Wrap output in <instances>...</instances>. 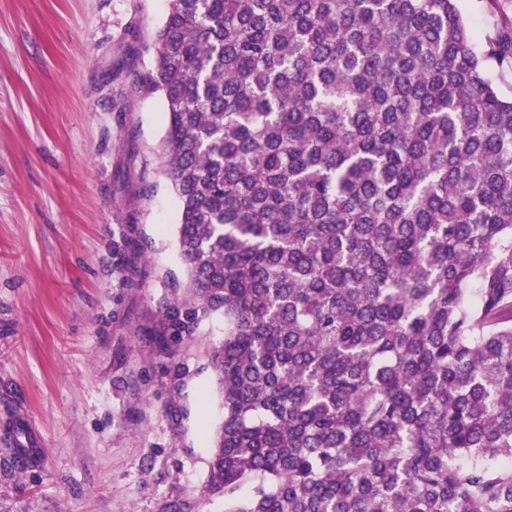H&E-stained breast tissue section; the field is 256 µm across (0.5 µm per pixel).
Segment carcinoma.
<instances>
[{
  "instance_id": "carcinoma-1",
  "label": "carcinoma",
  "mask_w": 512,
  "mask_h": 512,
  "mask_svg": "<svg viewBox=\"0 0 512 512\" xmlns=\"http://www.w3.org/2000/svg\"><path fill=\"white\" fill-rule=\"evenodd\" d=\"M184 292L224 318L225 512H512V23L459 0H169ZM122 286L140 254L123 237ZM462 12L478 37L493 35L505 22L512 20V0H460Z\"/></svg>"
}]
</instances>
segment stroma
Returning a JSON list of instances; mask_svg holds the SVG:
<instances>
[{
    "instance_id": "1",
    "label": "stroma",
    "mask_w": 512,
    "mask_h": 512,
    "mask_svg": "<svg viewBox=\"0 0 512 512\" xmlns=\"http://www.w3.org/2000/svg\"><path fill=\"white\" fill-rule=\"evenodd\" d=\"M169 0H0V512H168L204 497L203 426L222 407L202 321L170 352L153 330L184 276L179 204L166 171L160 94L105 84L137 29L146 51ZM478 37L512 20V0H460ZM144 249L124 288L114 245ZM181 379H174L175 370ZM36 428L38 467H15Z\"/></svg>"
}]
</instances>
